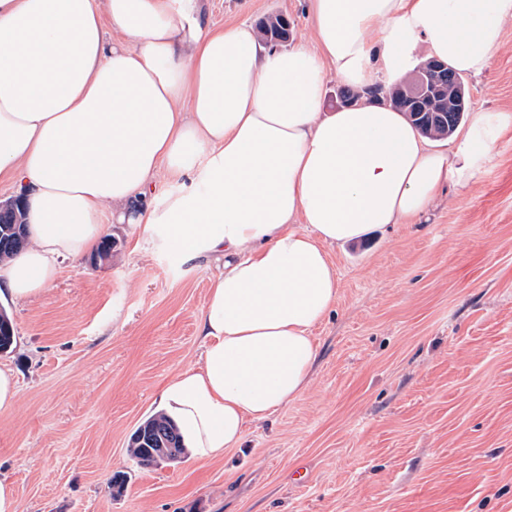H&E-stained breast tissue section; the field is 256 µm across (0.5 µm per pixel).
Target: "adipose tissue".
I'll list each match as a JSON object with an SVG mask.
<instances>
[{"label":"adipose tissue","mask_w":512,"mask_h":512,"mask_svg":"<svg viewBox=\"0 0 512 512\" xmlns=\"http://www.w3.org/2000/svg\"><path fill=\"white\" fill-rule=\"evenodd\" d=\"M314 44L201 23L203 0H0V181L29 244L5 289L38 297L90 252L104 217L166 250L217 259L196 367L163 386L192 458L223 457L311 382L313 330L335 308L328 249L411 224L486 166L512 113L478 109L449 153L363 100L326 114L327 72L390 86L419 56L481 75L512 0H310ZM165 174L173 188L156 199Z\"/></svg>","instance_id":"adipose-tissue-1"}]
</instances>
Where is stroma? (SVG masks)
Here are the masks:
<instances>
[{"instance_id":"stroma-1","label":"stroma","mask_w":512,"mask_h":512,"mask_svg":"<svg viewBox=\"0 0 512 512\" xmlns=\"http://www.w3.org/2000/svg\"><path fill=\"white\" fill-rule=\"evenodd\" d=\"M274 15L313 40L309 0H207L203 21ZM465 83L471 108L512 113V19ZM107 235L108 260L61 262L37 299L0 297L15 328L0 364L19 383L0 479L17 512H512V128L420 223L330 248L339 297L313 331L309 387L214 462L127 455L163 383L200 358L214 268L132 224Z\"/></svg>"}]
</instances>
